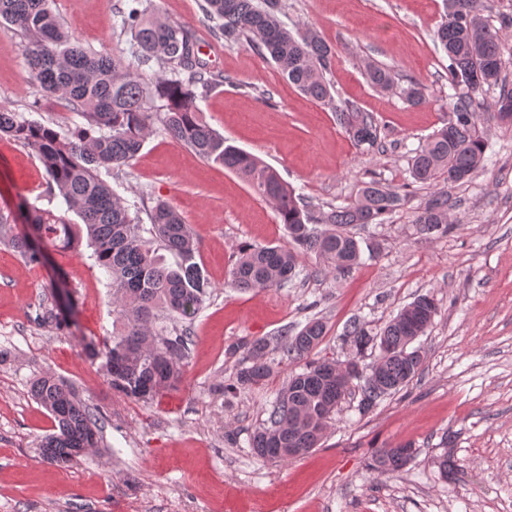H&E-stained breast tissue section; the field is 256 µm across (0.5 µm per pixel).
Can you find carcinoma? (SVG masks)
Listing matches in <instances>:
<instances>
[{"mask_svg": "<svg viewBox=\"0 0 512 512\" xmlns=\"http://www.w3.org/2000/svg\"><path fill=\"white\" fill-rule=\"evenodd\" d=\"M485 9V0H446L445 18L434 32V42L448 55L453 119L411 158L410 173L418 182H432L446 170L448 184L462 183L480 167L488 143L476 130L477 112L483 109L476 97L479 91L500 88L491 118H512V89H504L503 83L512 61L504 58L499 32L484 22ZM202 11L215 38L227 43L247 41L305 96L332 106L336 122L356 147L368 151L381 146V127L373 113L334 102V86L326 79L334 57L332 46L310 27L288 30L278 17L281 0H204ZM119 13L122 30L132 36L129 59L76 44L52 11L50 0H0V22L18 27L26 39L31 80L46 98L66 101L86 121V127L66 138L18 112L0 109V133L33 151L68 209L81 220L68 224L30 206L33 231L17 232L0 212V242L39 263L43 255L38 238L69 247L87 241L91 258L110 278L119 329L110 340L87 342L86 352L100 362L112 389L128 399L147 402L177 385L188 352L189 336L158 327L160 317L192 319L211 288L196 261L198 248L191 225L165 201L152 207L150 223H139L101 177L103 170L129 165L141 150L154 125L155 100L165 101L161 120L165 133L203 160L242 177L272 204L286 227V245L239 247L228 281L233 288L254 290L288 283L301 273L299 259L307 254L323 259L338 274L350 272L361 260L353 229L384 223L404 198L372 180L358 201L313 216L305 200L273 169L227 143L200 118L196 100L235 82L199 57L195 33L147 15L143 0H127ZM154 67L158 71L150 79L139 73ZM365 76L377 90L394 87V76L385 66L368 63ZM401 93L413 105L425 101L424 87L417 81L409 82ZM449 207L448 193L431 196L416 216L417 233L447 235ZM436 315L433 296L425 294L375 335L351 323L349 336L356 354H363L370 345L379 354L369 371L348 379L336 378V363L311 358L325 327L318 320L309 321L283 347L286 357L306 359L305 368L290 379L272 404L266 424L251 435L254 453L264 460L284 461L290 459V448L318 447L337 401L354 385L360 389L363 414L382 397L399 391L423 364L418 349L408 345V337L425 334ZM268 346L265 338L244 344L237 388L249 389L270 376L272 366L265 360ZM33 395L54 421V432L41 445L43 461L68 465L100 447L95 415L71 386L46 373L33 382ZM409 460L384 448L374 455L372 469L394 472Z\"/></svg>", "mask_w": 512, "mask_h": 512, "instance_id": "carcinoma-1", "label": "carcinoma"}]
</instances>
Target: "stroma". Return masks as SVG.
Returning a JSON list of instances; mask_svg holds the SVG:
<instances>
[{"instance_id":"35a3bbf8","label":"stroma","mask_w":512,"mask_h":512,"mask_svg":"<svg viewBox=\"0 0 512 512\" xmlns=\"http://www.w3.org/2000/svg\"><path fill=\"white\" fill-rule=\"evenodd\" d=\"M118 0H52L51 8L80 46L128 55L118 38ZM159 16L192 29L209 67L241 83L213 89L197 102L211 128L270 165L315 208L356 201L371 180L405 194L385 223L358 230L372 257L345 275L305 274L281 287H227L238 248L286 244L271 204L234 173L206 162L154 127L130 165L108 184L140 221L157 201L173 205L190 224L197 260L212 284L193 320L181 322L191 339L180 382L151 403L113 391L92 364L87 340L111 336L112 290L87 245L39 246L42 264L29 263L0 243V512H512V128L479 117L478 133L498 155L465 183L447 176L414 182L409 160L448 120V57L433 33L444 0H284L288 29L311 27L336 56L328 75L336 102L375 113L382 149L364 152L350 141L331 107L305 97L246 42L214 39L202 0H152ZM16 27L0 23V108L68 133L80 119L64 101L41 97L31 83ZM390 68L396 91L366 80V62ZM426 100L407 103L408 80ZM271 93L259 99V91ZM448 192V236L417 234L414 220L433 194ZM70 222L78 217L58 193L35 154L0 136V213L25 226L28 204ZM67 289L68 325L45 317ZM438 313L419 337L424 364L399 392L367 414L360 394L341 400L318 448L285 462L258 458L249 436L262 427L276 396L304 368L284 357L278 340L320 319V359L352 354L347 330L360 322L378 331L422 294ZM271 342L273 372L262 384L232 392L246 341ZM52 373L71 385L98 418L102 446L66 467L40 459L52 433L48 412L31 395L33 381ZM411 444L402 470L378 474L377 450ZM458 468L442 479L438 461Z\"/></svg>"}]
</instances>
